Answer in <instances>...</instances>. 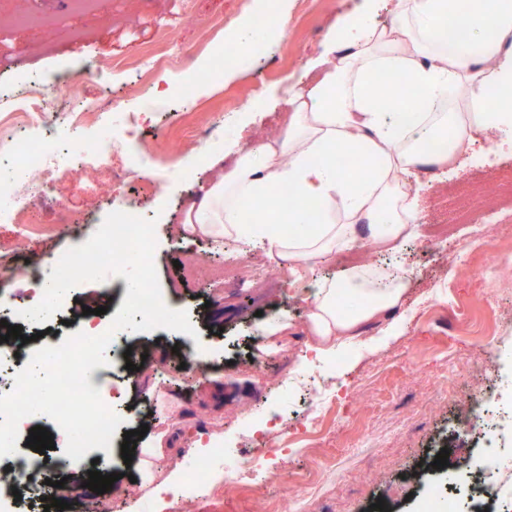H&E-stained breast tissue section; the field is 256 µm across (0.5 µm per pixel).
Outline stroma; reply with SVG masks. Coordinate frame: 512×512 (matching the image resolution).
Listing matches in <instances>:
<instances>
[{
  "instance_id": "obj_1",
  "label": "stroma",
  "mask_w": 512,
  "mask_h": 512,
  "mask_svg": "<svg viewBox=\"0 0 512 512\" xmlns=\"http://www.w3.org/2000/svg\"><path fill=\"white\" fill-rule=\"evenodd\" d=\"M254 0H93L66 7L56 0H0V84L40 75L51 98L68 90L97 99L111 87L116 106H104L102 120L120 128L127 113L139 115L143 147L156 156L153 170L127 174L124 189L140 217L155 220L154 264L160 289L175 310L186 311L197 337L173 331L128 333L130 345L147 355L133 374L109 376L122 391L126 430L147 426L141 447H162L166 468L185 476L200 443L222 446L255 462L260 486L224 489V472L216 470L211 486L192 492L190 512H281L287 480L318 469L317 493L306 495L301 512H370L385 500L389 512H417L418 501L437 484H449L455 463L477 461L478 450L459 412L472 387L488 396L512 390V378L493 377L494 359L512 353V232L498 229L495 204L480 208L486 239H468V227L454 224L453 243L431 244L436 204L454 195L466 180H492L512 169V149L497 150L483 138L458 163L408 179L418 199V233L398 255L381 254L379 267L404 263L410 272L402 304L389 318L363 325L354 343L339 357L308 352L314 338L308 306L295 295L300 282L315 275L342 277L354 255L342 252L330 264L285 267L282 259L240 243L200 237L178 239L191 203L209 186L212 165L225 148L283 130L288 110L285 90L306 78L325 49L326 36L351 10L369 9L378 25L392 20L390 0H316L301 12L300 0H288V22L281 36L267 39L258 55L238 64L234 74L209 81L211 38L216 19L237 25ZM168 37L181 65L151 75L136 64L159 36ZM122 61L126 67L95 78L82 68L88 58ZM197 80L194 101L178 96L181 84ZM257 113L239 115L246 101ZM210 129L206 156H198L185 132ZM112 174L86 171L63 177L60 194L33 202L29 221L35 231L19 239L16 226L0 219V257L14 262L16 276L0 282V318L29 299V271H46L55 254L85 243L112 211ZM69 223H57L59 211ZM462 250L460 262L448 261L449 248ZM210 258L216 265L229 257L245 258L250 268H278L276 283L238 289L193 279L175 268L187 254ZM506 270L498 280L483 269L489 259ZM273 343L271 357L252 362L259 341ZM195 357L210 370L183 381L181 362ZM302 372L308 390L280 386L282 377ZM330 388L334 403L324 409L315 432L305 430L316 390ZM375 448L358 454L365 437ZM449 449V466L422 472L418 466L436 450ZM118 474L114 487L99 494L78 489L70 512H157L159 502L126 494L139 465H125L120 447L110 460ZM452 493L464 483L449 484Z\"/></svg>"
}]
</instances>
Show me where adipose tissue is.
Listing matches in <instances>:
<instances>
[{"instance_id": "adipose-tissue-1", "label": "adipose tissue", "mask_w": 512, "mask_h": 512, "mask_svg": "<svg viewBox=\"0 0 512 512\" xmlns=\"http://www.w3.org/2000/svg\"><path fill=\"white\" fill-rule=\"evenodd\" d=\"M460 9L468 27L452 38L448 22ZM318 66L319 80L288 90L287 136L230 151L228 171L192 205L184 231L245 238L292 264L328 261L365 235L393 253L417 220L410 172L448 167L456 147L488 132L512 134V0H394L385 26L351 12L331 30ZM383 72L403 75L417 103L401 93L376 106L370 84ZM340 152L359 168L341 170ZM246 199L268 203L247 234ZM284 222L301 232L282 235ZM407 279L354 265L343 279L319 281L308 313L312 352L332 351L363 323L389 316Z\"/></svg>"}]
</instances>
